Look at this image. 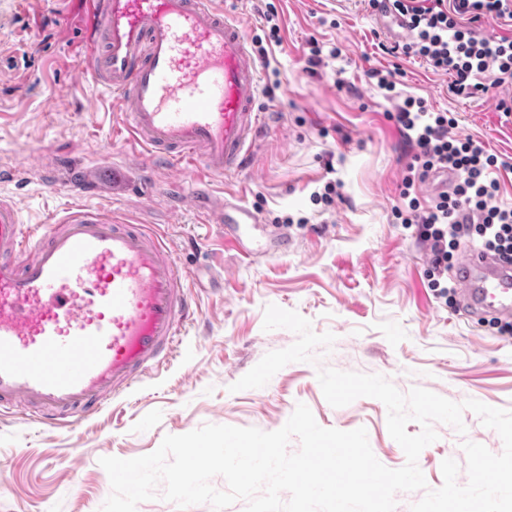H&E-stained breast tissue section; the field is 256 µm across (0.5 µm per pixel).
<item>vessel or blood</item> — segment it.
<instances>
[{"mask_svg":"<svg viewBox=\"0 0 512 512\" xmlns=\"http://www.w3.org/2000/svg\"><path fill=\"white\" fill-rule=\"evenodd\" d=\"M85 64L120 104L139 144L132 163L179 165L194 203L244 172L262 127L259 61L214 0H90ZM243 257L284 255L292 239L240 198L211 211ZM465 314L512 322V265L470 247L452 271ZM199 317L190 280L146 226L78 205L26 226L0 198V412L73 426L174 356Z\"/></svg>","mask_w":512,"mask_h":512,"instance_id":"b4317fda","label":"vessel or blood"}]
</instances>
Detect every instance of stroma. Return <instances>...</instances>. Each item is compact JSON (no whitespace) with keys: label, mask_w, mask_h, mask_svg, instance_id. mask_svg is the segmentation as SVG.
Returning a JSON list of instances; mask_svg holds the SVG:
<instances>
[{"label":"stroma","mask_w":512,"mask_h":512,"mask_svg":"<svg viewBox=\"0 0 512 512\" xmlns=\"http://www.w3.org/2000/svg\"><path fill=\"white\" fill-rule=\"evenodd\" d=\"M216 2L252 38L266 36L264 12L274 4L281 40L268 45L262 68L266 118L252 164L214 189L285 226L295 249L256 262L228 250L194 212L173 207L183 188L166 170L105 180L89 204L150 228L184 269L203 274L194 291L200 318L167 366L72 429L51 433L0 415V512H100L111 492L100 458L147 455L165 436L206 424L275 431L300 403L321 427L365 428L384 466H404L386 406L361 397L332 407L317 378L326 367L512 411V336L437 299L424 249L395 221L414 158L386 118L393 99L369 73L397 70L399 97L452 113L450 136L496 154L497 203L512 208V112L501 106V88L452 94L451 75L392 54L368 0ZM88 19L81 0H0V195L28 224L53 223L79 203L68 166L91 171L96 142L121 124L111 94L75 71ZM329 181L341 182L340 199L314 204L312 193ZM463 422L462 435L434 423L438 438L418 458L429 489L442 486L445 459L465 464L463 441L502 452L498 433L475 413L464 411Z\"/></svg>","instance_id":"stroma-1"}]
</instances>
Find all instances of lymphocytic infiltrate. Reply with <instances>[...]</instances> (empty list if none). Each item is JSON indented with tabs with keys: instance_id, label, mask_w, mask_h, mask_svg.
<instances>
[{
	"instance_id": "lymphocytic-infiltrate-1",
	"label": "lymphocytic infiltrate",
	"mask_w": 512,
	"mask_h": 512,
	"mask_svg": "<svg viewBox=\"0 0 512 512\" xmlns=\"http://www.w3.org/2000/svg\"><path fill=\"white\" fill-rule=\"evenodd\" d=\"M392 6L414 28V40L401 52L423 60L434 70L452 75L450 89L470 96L482 90L481 79L494 74L496 83L512 80V38H487L475 34L471 22L490 17L512 23V0H391ZM414 152L400 195L405 208L396 219L416 230L426 248L431 288L454 302L455 288L448 280L455 252L474 245L512 259V208L497 204V179L491 171L497 157L484 145L448 135L454 118L429 111L424 99L406 97L391 115ZM448 169L457 175L452 192L422 203L415 186L429 172Z\"/></svg>"
}]
</instances>
